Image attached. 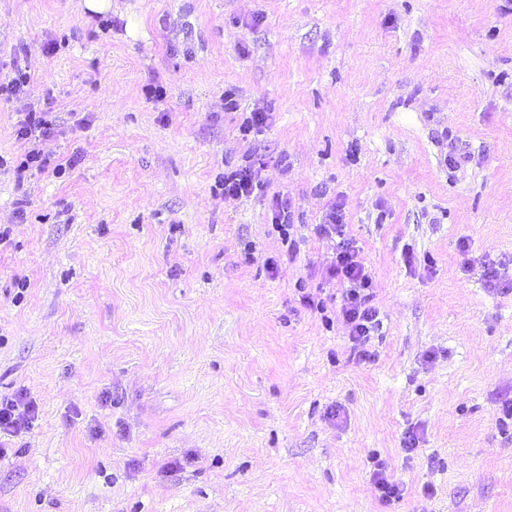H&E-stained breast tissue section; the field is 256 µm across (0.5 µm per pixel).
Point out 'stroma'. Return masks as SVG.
Segmentation results:
<instances>
[{"label":"stroma","mask_w":512,"mask_h":512,"mask_svg":"<svg viewBox=\"0 0 512 512\" xmlns=\"http://www.w3.org/2000/svg\"><path fill=\"white\" fill-rule=\"evenodd\" d=\"M81 5L0 0V512H512V0ZM49 114L50 112H26L16 130L17 136L34 141L33 143L54 136L58 128ZM253 190V175L250 171H234L224 174L225 196L239 198L247 196ZM331 274L341 276L348 284L343 296L341 314L351 328L350 333L356 343L355 355L361 360L370 359L366 344L370 340L371 332L380 325L379 311L372 305V280L357 261L355 250L345 240L339 242ZM37 408L34 402L22 399H3L0 403V435H15L31 429Z\"/></svg>","instance_id":"stroma-1"}]
</instances>
